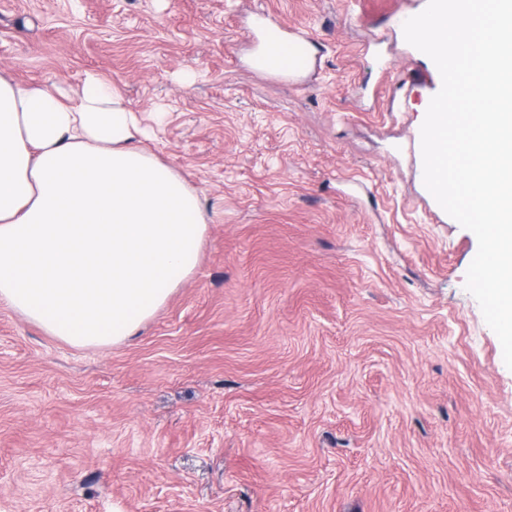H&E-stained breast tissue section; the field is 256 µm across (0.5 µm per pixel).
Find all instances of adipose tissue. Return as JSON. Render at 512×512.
Wrapping results in <instances>:
<instances>
[{"mask_svg":"<svg viewBox=\"0 0 512 512\" xmlns=\"http://www.w3.org/2000/svg\"><path fill=\"white\" fill-rule=\"evenodd\" d=\"M111 83L0 76V304L75 347L125 342L195 272L208 216Z\"/></svg>","mask_w":512,"mask_h":512,"instance_id":"1","label":"adipose tissue"}]
</instances>
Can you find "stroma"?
<instances>
[{
  "label": "stroma",
  "mask_w": 512,
  "mask_h": 512,
  "mask_svg": "<svg viewBox=\"0 0 512 512\" xmlns=\"http://www.w3.org/2000/svg\"><path fill=\"white\" fill-rule=\"evenodd\" d=\"M256 12L317 43L252 67ZM112 82L201 190L191 278L76 348L0 305V512H512V369L478 242L423 182L441 87L354 0H0V74Z\"/></svg>",
  "instance_id": "stroma-1"
}]
</instances>
